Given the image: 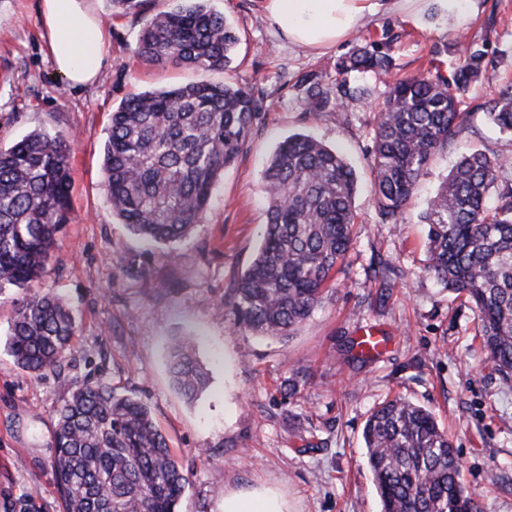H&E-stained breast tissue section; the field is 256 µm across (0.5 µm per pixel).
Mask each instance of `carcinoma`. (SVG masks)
Instances as JSON below:
<instances>
[{
    "label": "carcinoma",
    "instance_id": "carcinoma-1",
    "mask_svg": "<svg viewBox=\"0 0 512 512\" xmlns=\"http://www.w3.org/2000/svg\"><path fill=\"white\" fill-rule=\"evenodd\" d=\"M140 15L148 0H110ZM240 37L207 0H184L150 17L133 49L145 65H186L201 78L183 86L134 91L110 116L102 183L112 212L139 236L162 245L206 222L211 192L253 132L261 81L237 85L211 75L232 63ZM487 42L463 45L459 61L436 64L389 85L374 128L373 198L384 224H400L433 154L468 132L471 85L488 71ZM394 59L367 40L336 61L338 78L300 82L311 112L367 95L358 77L386 75ZM512 137V84L472 107ZM75 138L34 130L0 148V297L13 299L7 352L15 366L41 375L61 366L78 331L65 302L33 291L70 221L69 159ZM508 159L464 150L424 215L428 274L466 295L490 359L512 384V184H499ZM268 221L248 269L230 289L237 320L260 336L286 339L332 290L351 244L356 178L342 155L306 134L288 136L261 177ZM195 342L177 341L171 373L189 398L207 373ZM363 440L381 512H480L464 492L447 434L425 407L400 396L367 418ZM54 479L64 512H177L189 480L149 407L103 383L71 389L56 412Z\"/></svg>",
    "mask_w": 512,
    "mask_h": 512
}]
</instances>
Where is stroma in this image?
<instances>
[{
  "mask_svg": "<svg viewBox=\"0 0 512 512\" xmlns=\"http://www.w3.org/2000/svg\"><path fill=\"white\" fill-rule=\"evenodd\" d=\"M39 0H0V147L53 129L75 134L70 159L73 216L38 282L70 307L79 333L60 368L33 378L4 350L11 300L0 298V512L18 497L35 512H62L54 485L53 417L67 387L99 381L146 403L189 478L178 512H224V496L278 488L291 512H381L362 430L383 400L403 396L435 413L461 462V481L482 512H512V387L502 385L478 335L474 308L425 271L429 198L467 147L510 158L512 139L483 113L470 133L433 157L403 223H381L371 197L373 128L389 79L366 76L370 94L344 108L306 111L294 85L307 72L335 76L336 61L362 38L385 40L402 78L428 61H458V33L486 40L492 68L469 98H492L512 81V0H466L458 18L436 0L417 27L386 9L335 45L288 44L263 0H209L239 31L225 74L235 84L262 73L265 97L255 130L217 182L206 224L157 265L154 248L132 234L105 200L103 144L110 114L133 91L195 81L194 69L152 67L132 58L142 18L93 0L107 26L99 80L76 90L55 72L38 21ZM392 76V77H393ZM310 134L338 149L357 179L352 244L336 288L289 341L253 335L229 302L234 281L261 243L267 204L260 175L278 144ZM374 329L383 347L365 359L352 342ZM197 339L208 384L186 400L170 374V351Z\"/></svg>",
  "mask_w": 512,
  "mask_h": 512,
  "instance_id": "stroma-1",
  "label": "stroma"
}]
</instances>
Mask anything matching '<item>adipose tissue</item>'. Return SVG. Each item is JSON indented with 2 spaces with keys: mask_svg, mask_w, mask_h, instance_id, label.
Instances as JSON below:
<instances>
[{
  "mask_svg": "<svg viewBox=\"0 0 512 512\" xmlns=\"http://www.w3.org/2000/svg\"><path fill=\"white\" fill-rule=\"evenodd\" d=\"M275 28L288 42L312 49L336 44L379 0H264ZM39 23L57 73L72 87L93 84L106 55V29L80 0H40Z\"/></svg>",
  "mask_w": 512,
  "mask_h": 512,
  "instance_id": "1",
  "label": "adipose tissue"
}]
</instances>
